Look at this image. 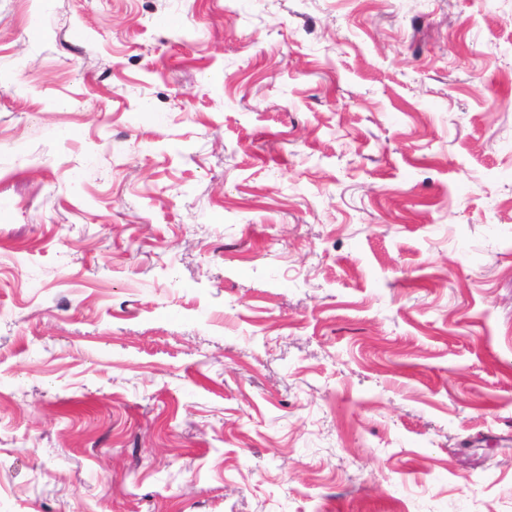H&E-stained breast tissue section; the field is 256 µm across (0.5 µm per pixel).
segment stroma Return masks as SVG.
I'll return each mask as SVG.
<instances>
[{
  "label": "stroma",
  "mask_w": 512,
  "mask_h": 512,
  "mask_svg": "<svg viewBox=\"0 0 512 512\" xmlns=\"http://www.w3.org/2000/svg\"><path fill=\"white\" fill-rule=\"evenodd\" d=\"M0 512H512V0H0Z\"/></svg>",
  "instance_id": "stroma-1"
}]
</instances>
